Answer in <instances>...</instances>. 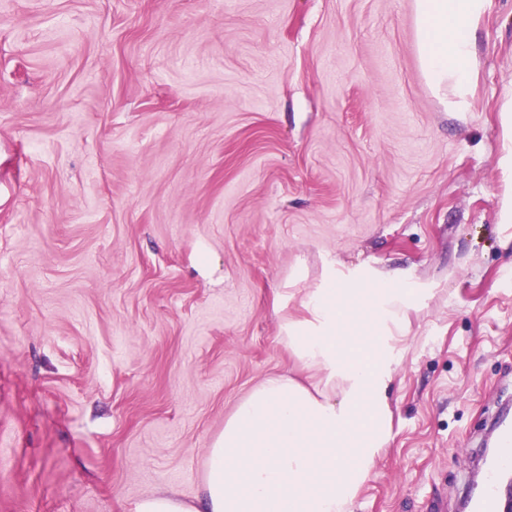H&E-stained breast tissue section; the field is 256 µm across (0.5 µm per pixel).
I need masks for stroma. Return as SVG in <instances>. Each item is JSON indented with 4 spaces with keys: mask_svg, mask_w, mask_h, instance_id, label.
Listing matches in <instances>:
<instances>
[{
    "mask_svg": "<svg viewBox=\"0 0 512 512\" xmlns=\"http://www.w3.org/2000/svg\"><path fill=\"white\" fill-rule=\"evenodd\" d=\"M414 0H0V512L199 492L335 265L421 288L353 512H459L512 409V0L464 107Z\"/></svg>",
    "mask_w": 512,
    "mask_h": 512,
    "instance_id": "1",
    "label": "stroma"
}]
</instances>
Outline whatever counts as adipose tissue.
Here are the masks:
<instances>
[{
  "mask_svg": "<svg viewBox=\"0 0 512 512\" xmlns=\"http://www.w3.org/2000/svg\"><path fill=\"white\" fill-rule=\"evenodd\" d=\"M488 0H414L421 67L439 96L463 98L473 30ZM421 291L372 280L343 287L328 270L283 320L279 341L307 372L266 377L236 404L206 450L200 492L163 491L130 512H352L391 436L389 390Z\"/></svg>",
  "mask_w": 512,
  "mask_h": 512,
  "instance_id": "obj_1",
  "label": "adipose tissue"
}]
</instances>
